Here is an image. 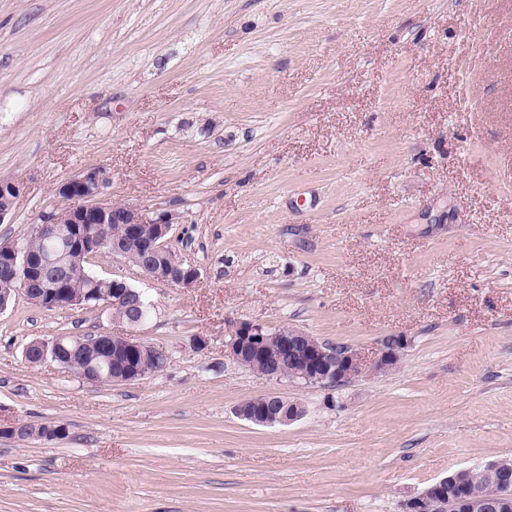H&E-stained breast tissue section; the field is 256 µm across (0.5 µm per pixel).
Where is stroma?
Returning a JSON list of instances; mask_svg holds the SVG:
<instances>
[{"label":"stroma","mask_w":512,"mask_h":512,"mask_svg":"<svg viewBox=\"0 0 512 512\" xmlns=\"http://www.w3.org/2000/svg\"><path fill=\"white\" fill-rule=\"evenodd\" d=\"M105 168L103 197L175 215L181 288L89 261L151 303L0 312V512H402L512 458V0H0V241ZM242 321L399 363L325 390L226 353ZM166 368L92 383L26 362L101 329ZM274 394L286 426L236 413ZM237 413L255 425L277 426L298 420L303 416L304 409L297 402L266 394L243 402L238 406Z\"/></svg>","instance_id":"1"}]
</instances>
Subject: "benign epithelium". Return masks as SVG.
<instances>
[{"label": "benign epithelium", "mask_w": 512, "mask_h": 512, "mask_svg": "<svg viewBox=\"0 0 512 512\" xmlns=\"http://www.w3.org/2000/svg\"><path fill=\"white\" fill-rule=\"evenodd\" d=\"M109 183L108 173L97 167L87 168L76 177L64 182L57 195L68 201V206L51 214L37 225V230L61 241V253L56 257L31 254L24 242L0 243V268L9 275L0 286V311L22 294L31 304L45 308H76L93 305L104 310L116 304L114 296L132 294L138 301V312L129 326L137 327L148 319L150 305L143 294L126 281H112V287L99 288L89 298L69 294L66 282L81 276L92 282L99 280L85 263L99 249L100 236L94 224H124L129 234L141 241L147 256L155 255L171 238L175 217L168 211L153 216L141 214L129 204L118 206L99 200ZM20 192L14 182L0 181V222L10 212ZM139 268L150 278L175 286L188 288L199 278V271L181 260L172 259L164 267L142 262ZM279 340L281 351L270 360L264 373L268 380L288 379L307 386L336 388L344 386L367 371L385 372L395 366L407 341L402 336H389L383 340L373 360L367 361L351 348L337 349L298 329L284 326L276 330L260 323L243 321L237 325L227 351L237 364L245 359L264 354L270 336ZM94 348H85L81 339L69 347L64 337L50 340L36 339L24 349V357L41 364L48 360L80 378L98 383L108 378L112 383H126L146 377L138 366L121 372H112V334L102 331L94 337ZM245 420L260 426L287 425L304 414L300 404L281 396L266 394L251 398L237 408ZM495 487L488 495L464 480L457 471L430 484L419 496L405 504V512H512V465L504 460L492 461L484 466Z\"/></svg>", "instance_id": "obj_1"}]
</instances>
